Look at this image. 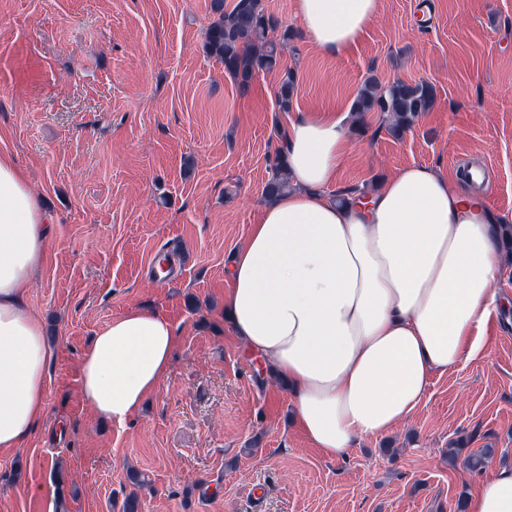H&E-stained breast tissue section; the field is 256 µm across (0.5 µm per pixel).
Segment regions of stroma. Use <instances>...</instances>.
Returning <instances> with one entry per match:
<instances>
[{"label":"stroma","mask_w":512,"mask_h":512,"mask_svg":"<svg viewBox=\"0 0 512 512\" xmlns=\"http://www.w3.org/2000/svg\"><path fill=\"white\" fill-rule=\"evenodd\" d=\"M212 0H0V153L12 156L51 233L28 304L51 347L42 424L0 450V512H456L474 473L455 446L512 464V322L434 374L409 422L329 460L224 321L227 272L265 201L294 115L348 113L368 78L425 81L432 111L396 137L377 112L349 124L338 190L395 170L482 167L512 224V0H380L335 57L295 35L291 111L279 72L241 94L205 49ZM177 244L181 275L149 266ZM133 307L179 331L170 372L118 425L79 388L98 331ZM296 87V73L285 69L280 78L277 104L280 111L288 112L292 108L294 90Z\"/></svg>","instance_id":"obj_1"}]
</instances>
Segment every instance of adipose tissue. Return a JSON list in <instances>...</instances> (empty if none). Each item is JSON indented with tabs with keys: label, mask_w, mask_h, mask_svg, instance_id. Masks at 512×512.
I'll return each instance as SVG.
<instances>
[{
	"label": "adipose tissue",
	"mask_w": 512,
	"mask_h": 512,
	"mask_svg": "<svg viewBox=\"0 0 512 512\" xmlns=\"http://www.w3.org/2000/svg\"><path fill=\"white\" fill-rule=\"evenodd\" d=\"M378 9L379 0H295L305 41L328 56L355 44ZM348 146L343 117L290 123L291 187L261 208L224 296L234 335L287 384L299 427L330 459L406 422L434 373L481 350L503 253L489 200L429 165L337 200ZM48 224L26 176L0 154V449L19 447L45 413L51 353L27 293ZM177 343L158 312L113 318L82 359L83 397L125 423L166 378ZM467 512H512V465L480 477Z\"/></svg>",
	"instance_id": "adipose-tissue-1"
}]
</instances>
